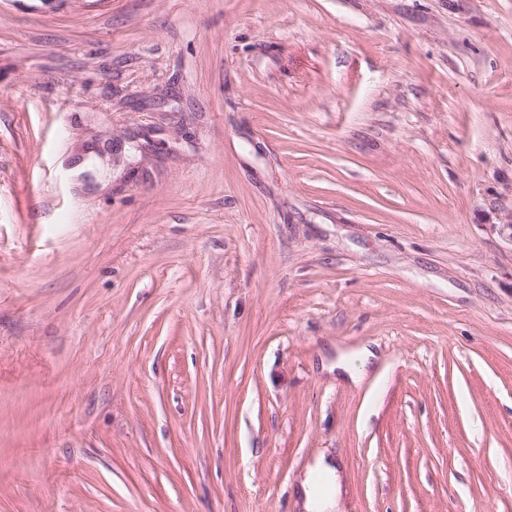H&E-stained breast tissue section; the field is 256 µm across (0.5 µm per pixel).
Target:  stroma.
Masks as SVG:
<instances>
[{
	"mask_svg": "<svg viewBox=\"0 0 512 512\" xmlns=\"http://www.w3.org/2000/svg\"><path fill=\"white\" fill-rule=\"evenodd\" d=\"M510 213L512 0H0V512H512ZM375 356L374 352L368 347H362L354 355L348 358H342L336 366L341 368L355 385L361 383L368 373V364L370 358ZM323 478L329 486L325 494L314 486V478ZM302 508L305 512H343L340 504V484L338 464L324 454L319 455L297 483Z\"/></svg>",
	"mask_w": 512,
	"mask_h": 512,
	"instance_id": "obj_1",
	"label": "stroma"
}]
</instances>
